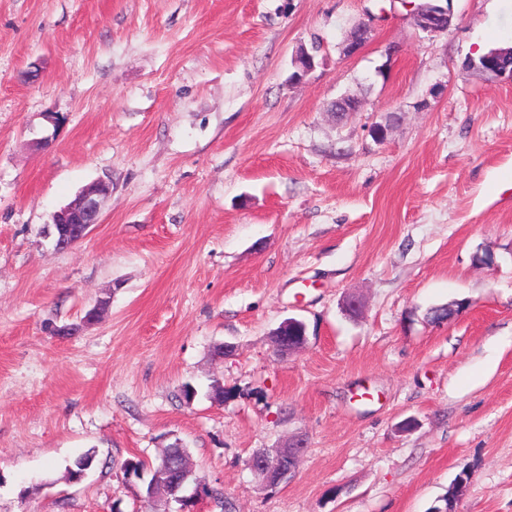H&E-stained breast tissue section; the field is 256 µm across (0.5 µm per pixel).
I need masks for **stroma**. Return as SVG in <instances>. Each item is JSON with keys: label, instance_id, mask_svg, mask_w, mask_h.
<instances>
[{"label": "stroma", "instance_id": "35a3bbf8", "mask_svg": "<svg viewBox=\"0 0 512 512\" xmlns=\"http://www.w3.org/2000/svg\"><path fill=\"white\" fill-rule=\"evenodd\" d=\"M421 2L0 0V512H179L124 474L178 440L218 493L190 512H431L464 471L457 512H512V82L465 65L512 46V0L436 35ZM298 438L264 487L248 459ZM110 192V185L104 181L93 182L82 188L73 200L57 211L53 216L52 235L56 242L60 238L57 224H80L81 233L66 246L71 247L84 240L91 232L94 224L101 217L102 199ZM298 334V336H296ZM276 349L281 354L282 349L286 350L288 346V353L302 349L307 342L306 327L302 320L296 318H288L284 320L276 336H274Z\"/></svg>", "mask_w": 512, "mask_h": 512}]
</instances>
